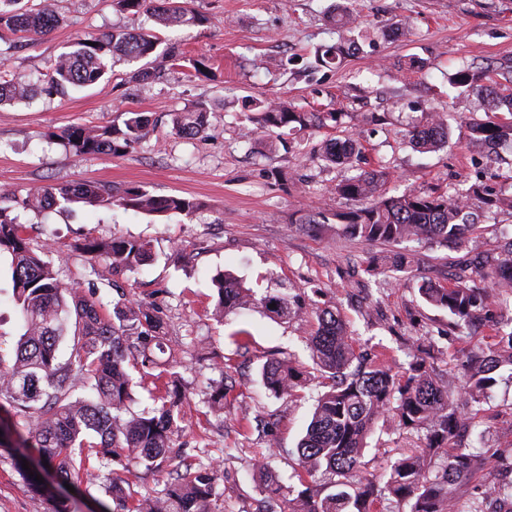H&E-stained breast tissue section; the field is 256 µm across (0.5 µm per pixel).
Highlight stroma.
<instances>
[{"label": "stroma", "mask_w": 512, "mask_h": 512, "mask_svg": "<svg viewBox=\"0 0 512 512\" xmlns=\"http://www.w3.org/2000/svg\"><path fill=\"white\" fill-rule=\"evenodd\" d=\"M58 24L30 39L0 31V78L37 80L78 39L107 31L152 29L145 15L120 10L114 0H51ZM332 0H192L203 25L155 30L161 58L176 57L167 81L130 83L134 62L117 59L105 80L66 95L36 96L30 102L0 104V187L17 190L96 181L140 186L161 196L197 202L190 215L148 216L119 207L91 209L59 205L41 214L24 212L32 246L51 243L50 258L64 285L96 287L106 310L127 299L153 303L166 323L159 358L161 372L178 376L184 391V419L174 448L215 467L218 512H258L264 495L256 481L259 464L269 463L284 490L296 489L295 448L310 420L322 379L307 348L312 318L273 320L261 309L225 319L214 315L217 272L236 276L255 296L281 288L308 303L336 309L355 348L381 354L393 373L406 375L413 353L429 348L438 380L460 387V363L474 335L448 332V314L426 303L418 284L428 276L447 282L466 248L421 247V261L405 271L377 265L386 254L337 232L331 220L350 203L336 195L340 181L358 170L389 168L390 193L406 190L452 194L482 183L493 194L512 195V147L499 156L467 149L465 101H458L448 145L432 153L412 149L406 137L423 112L447 111L448 77L461 67L484 68L512 58V0H350L361 29L372 40L363 52L340 56L334 67H317L315 54L337 43L326 21ZM405 23L404 36L381 37L382 29ZM205 57L212 78L195 77L192 59ZM284 58L283 68L256 67L260 58ZM420 69H401L408 58ZM285 98L306 112L341 109L339 129H302L269 148L268 136L245 119L243 99ZM211 108V126L193 139L178 137L174 113L198 104ZM145 112L154 122L127 155L72 157L60 136L85 124L121 123L124 113ZM359 138L356 167L311 162L312 148L339 133ZM325 224L309 228L312 213ZM125 238L150 242L152 264L113 273L108 262L87 255L85 241ZM249 330L239 348V330ZM21 334L12 299L8 255L0 256V353L13 354ZM273 357L289 358L309 381L290 396H270L261 369ZM496 385L476 419L475 436L457 445L476 447L487 463L461 487L462 498L501 485L499 455L512 451V372L499 369ZM224 380L221 411L206 405L208 384ZM424 432L403 429L392 419L377 423L362 459L364 476L377 479L402 453L424 447ZM0 512H46L8 457H0Z\"/></svg>", "instance_id": "stroma-1"}]
</instances>
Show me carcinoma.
Segmentation results:
<instances>
[{
    "label": "carcinoma",
    "mask_w": 512,
    "mask_h": 512,
    "mask_svg": "<svg viewBox=\"0 0 512 512\" xmlns=\"http://www.w3.org/2000/svg\"><path fill=\"white\" fill-rule=\"evenodd\" d=\"M166 3L162 8L154 0H118L124 10L145 14L161 28L205 22V17L190 7V0ZM17 4L19 0H0L1 30L40 36L58 24L49 0L34 9L22 10ZM334 23L337 32L347 37L348 46L361 50L358 39L363 34L350 10H339ZM157 45L158 38L149 34L104 33L80 39L39 79L40 93L54 95L96 84L108 74V63L115 57L146 61L132 73L131 80L157 81L163 78L164 67L149 61ZM498 76L496 81L482 70L466 67L448 77L458 95L470 101L468 147L474 150L489 153L503 143H512V93L508 92L512 65L499 68ZM33 97V84L24 77L0 82V102ZM245 109L257 113L271 136V147L287 130L336 128L342 116L335 110L300 112L282 99L247 98ZM149 122L146 113L129 112L121 127L74 126L59 139L74 157L100 152L121 156L134 148ZM208 128L209 109L203 105L174 114L173 129L182 138ZM408 135L421 152L441 147L450 136L446 114L425 113L424 120ZM359 151V141L346 135L325 141L322 151L312 159L349 165ZM389 177L382 168L371 169L336 185V194L354 205L336 215L343 235L368 243L465 246L476 252L475 221L488 217L494 207L512 209V197L487 199L484 188L476 183L454 195L433 190L390 195L385 188ZM61 203L118 206L157 216L189 214L197 208L191 200L154 195L140 186L118 189L93 181L47 185L24 193L0 190V254L10 256L13 300L23 317L14 356L0 353V399L9 404L13 416L30 434V441L15 447L14 466L31 492L47 504V512H71L72 499L51 493L22 468L20 460L30 448L37 450L39 464H48L64 480L84 481L86 463L96 457L95 478L104 479L106 492L123 512H213L212 463H197L186 456L173 462L172 435L181 420L177 380L155 375L156 407L136 415L128 412L134 386L131 371L156 367L155 350L162 347L165 336L159 312L149 303L127 300L114 308L113 316L105 315L102 305L87 298L81 287L63 285L53 263L42 258L48 246L35 251L26 226L13 214L16 209L41 213ZM79 250L111 261L115 271L152 261L150 245L144 241L92 240ZM417 263L414 251L394 250L386 260L391 271ZM485 277L488 284L483 287L463 278L442 285L425 277L419 285V293L428 304L448 311L450 332L476 322L491 330L496 350L486 355L478 346L468 352V380L459 392L431 376L424 356H413L411 374L401 378L378 357L356 352L342 319L329 308L310 311L300 296H288L277 289L258 299L238 278L224 273L216 276L215 314L219 316L254 306L276 320L314 316L317 327L309 339L311 358L321 375L331 380L329 390L317 397L311 421L296 448L302 489L286 499L285 509L278 511L272 505L266 512H374L384 495L409 505V512H503L499 487L465 503L458 496V489L483 469L481 456L458 448L448 454L444 464H433L438 449L475 426L479 406L496 384L493 373L503 365L512 367V333L501 335L504 320L496 317L497 312L512 308V238L501 244ZM272 303L276 307L268 308ZM71 322V351L62 361L59 347ZM261 378L265 389L276 398L306 381L286 357L268 360ZM78 389H88L92 396L74 395ZM387 413L393 414L400 427L426 431L427 445L421 453L403 454L392 462L380 487L361 476L359 467L369 434ZM96 436L100 437L98 444L93 442ZM124 460L147 472L171 463L170 482L160 493L137 490L112 469V463ZM256 480L270 501H276L282 490L278 474L263 462L257 468Z\"/></svg>",
    "instance_id": "carcinoma-1"
}]
</instances>
